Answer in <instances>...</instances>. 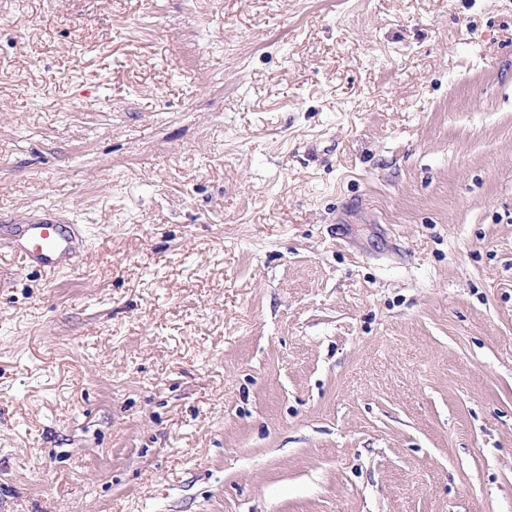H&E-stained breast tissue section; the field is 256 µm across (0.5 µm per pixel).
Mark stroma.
<instances>
[{
    "instance_id": "1",
    "label": "stroma",
    "mask_w": 512,
    "mask_h": 512,
    "mask_svg": "<svg viewBox=\"0 0 512 512\" xmlns=\"http://www.w3.org/2000/svg\"><path fill=\"white\" fill-rule=\"evenodd\" d=\"M0 512H512V0H0ZM10 248L25 261L43 268L49 275L74 270L83 255L84 241L56 218V209L42 208L17 224Z\"/></svg>"
}]
</instances>
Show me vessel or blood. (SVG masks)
<instances>
[{
    "instance_id": "1",
    "label": "vessel or blood",
    "mask_w": 512,
    "mask_h": 512,
    "mask_svg": "<svg viewBox=\"0 0 512 512\" xmlns=\"http://www.w3.org/2000/svg\"><path fill=\"white\" fill-rule=\"evenodd\" d=\"M10 247L25 261L54 276L78 266L84 252V241L79 234L60 223L55 209L42 208L15 227Z\"/></svg>"
}]
</instances>
